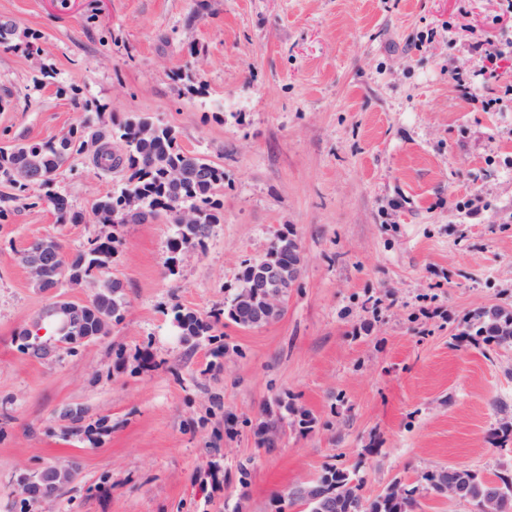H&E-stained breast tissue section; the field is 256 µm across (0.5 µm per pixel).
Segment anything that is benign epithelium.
<instances>
[{
  "mask_svg": "<svg viewBox=\"0 0 512 512\" xmlns=\"http://www.w3.org/2000/svg\"><path fill=\"white\" fill-rule=\"evenodd\" d=\"M301 252L298 243H293L292 257L288 262L268 261L258 275L248 281H241L234 295L235 312L238 324L243 328L257 329L277 321L283 311L284 295L297 282L300 274ZM88 309L86 304L58 302L55 311L71 322ZM453 477L441 485V494L464 498L470 484V469L455 467L450 469ZM75 476L71 466L48 464L34 478L23 474L18 479L24 498L42 504L53 500L59 491L70 484ZM504 492L498 481L485 479L479 496V512H502ZM351 485L341 491L327 490L314 479L294 485L290 500L300 502L309 512H340L350 502Z\"/></svg>",
  "mask_w": 512,
  "mask_h": 512,
  "instance_id": "benign-epithelium-1",
  "label": "benign epithelium"
}]
</instances>
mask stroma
<instances>
[{
	"label": "stroma",
	"mask_w": 512,
	"mask_h": 512,
	"mask_svg": "<svg viewBox=\"0 0 512 512\" xmlns=\"http://www.w3.org/2000/svg\"><path fill=\"white\" fill-rule=\"evenodd\" d=\"M0 20L1 151L146 114L224 169L223 223L178 258L173 225L96 223L122 174L92 151L54 174L83 223L0 183V512L50 463L77 476L30 512H274L330 466L369 500L440 467L512 475L492 438L512 348L475 334L512 313V99L483 111L476 49L512 42L506 0H0ZM106 233L124 318L73 355L32 329L92 289L39 290L20 255ZM284 233L302 267L281 317L184 343L174 308H223ZM480 318L484 319L480 322V326L476 330V335L482 336L485 342H494L501 345L502 340L499 336V326L504 321V318H500L497 312L492 314L488 312L481 313Z\"/></svg>",
	"instance_id": "35a3bbf8"
}]
</instances>
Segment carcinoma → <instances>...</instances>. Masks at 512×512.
I'll list each match as a JSON object with an SVG mask.
<instances>
[{"label": "carcinoma", "mask_w": 512, "mask_h": 512, "mask_svg": "<svg viewBox=\"0 0 512 512\" xmlns=\"http://www.w3.org/2000/svg\"><path fill=\"white\" fill-rule=\"evenodd\" d=\"M126 145L123 156L107 149L96 155V164L109 169L122 168L124 183L120 191L100 200L94 215L100 224H140L163 219L176 227L174 249H201L210 238L213 226L223 219L221 196L224 193V167L182 148L175 130L167 126L151 124L147 117L136 123L126 122L112 131ZM100 141L105 134L95 130L86 132V126L75 128L53 142H20L8 154L0 153V180L16 187L19 192H38V199L46 203L58 216L72 224L83 222V215L72 210L68 199L52 189L54 172L70 157L76 142L86 139ZM23 169L24 178L19 181L15 172ZM178 170L182 178L177 183L169 181L167 174ZM140 201L142 210L128 207V199ZM187 206L195 214V222L181 224L180 208ZM119 240L113 236L88 240L87 246L67 255L63 246L54 239L42 242L41 260L44 274L35 280L41 290L55 288L60 277H68L70 284L84 285L94 291L86 314L71 327L72 338L65 340L68 350L76 352L81 338L93 336L103 320L118 323L124 317L125 303L122 284L105 276L107 267L116 252ZM234 319L233 306L227 311L218 310L206 316L193 311H178L174 323L179 335L208 336L221 323L222 316ZM482 321L476 335L483 341L502 343L499 326L503 319L496 312L481 314ZM327 488L354 482L353 492L364 497V482L345 470L329 467L321 474ZM396 491L384 493L369 502V512H415L417 496L415 485L394 483Z\"/></svg>", "instance_id": "carcinoma-1"}]
</instances>
